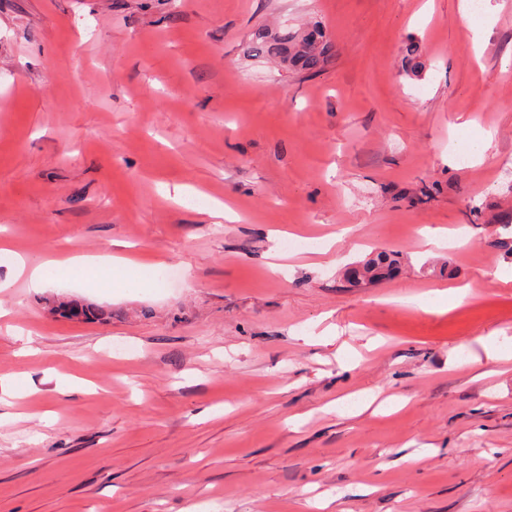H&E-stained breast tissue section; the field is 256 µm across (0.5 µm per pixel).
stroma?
Returning <instances> with one entry per match:
<instances>
[{
  "label": "stroma",
  "instance_id": "obj_1",
  "mask_svg": "<svg viewBox=\"0 0 512 512\" xmlns=\"http://www.w3.org/2000/svg\"><path fill=\"white\" fill-rule=\"evenodd\" d=\"M491 5L476 46L461 0H0V238L136 254L148 283L0 289V377L28 388L0 393V512H512V282L489 278L512 271V0ZM313 25L319 71L250 49ZM381 251L400 276L351 283Z\"/></svg>",
  "mask_w": 512,
  "mask_h": 512
}]
</instances>
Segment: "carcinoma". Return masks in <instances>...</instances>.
<instances>
[{
	"instance_id": "obj_1",
	"label": "carcinoma",
	"mask_w": 512,
	"mask_h": 512,
	"mask_svg": "<svg viewBox=\"0 0 512 512\" xmlns=\"http://www.w3.org/2000/svg\"><path fill=\"white\" fill-rule=\"evenodd\" d=\"M331 48V41L318 27L300 33L284 28L273 36L263 31L258 33L252 51L257 55H275L294 68L310 71L320 68L327 61ZM396 272L397 266L393 260L380 255L356 267L351 277L357 282L374 283Z\"/></svg>"
}]
</instances>
